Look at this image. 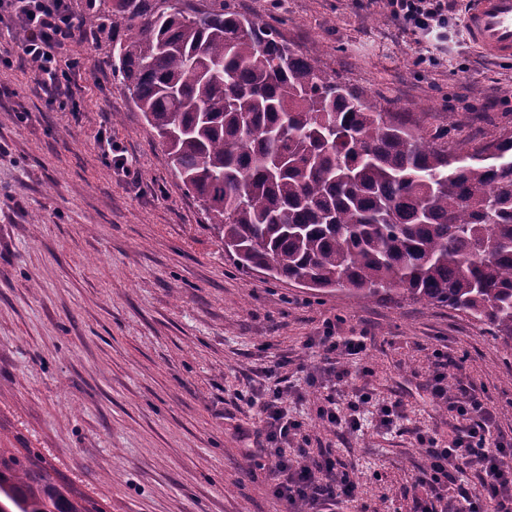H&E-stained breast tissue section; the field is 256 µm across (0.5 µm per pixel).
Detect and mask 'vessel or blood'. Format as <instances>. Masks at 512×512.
<instances>
[{"label": "vessel or blood", "instance_id": "b4317fda", "mask_svg": "<svg viewBox=\"0 0 512 512\" xmlns=\"http://www.w3.org/2000/svg\"><path fill=\"white\" fill-rule=\"evenodd\" d=\"M464 27L481 53L496 59L512 58V0H474Z\"/></svg>", "mask_w": 512, "mask_h": 512}]
</instances>
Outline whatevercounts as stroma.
<instances>
[{
	"label": "stroma",
	"instance_id": "35a3bbf8",
	"mask_svg": "<svg viewBox=\"0 0 512 512\" xmlns=\"http://www.w3.org/2000/svg\"><path fill=\"white\" fill-rule=\"evenodd\" d=\"M330 78L429 130L478 143L512 130V59L479 64L464 28L428 35L421 60L368 0H231ZM78 111L39 94L0 21V447L33 448L104 512H286L245 453L258 403L279 394L313 447L358 484L341 512H414L420 435L448 446L459 421L427 382L474 389L512 437V349L467 315L425 301H366L238 268L112 75L107 40L72 46ZM108 126L138 189L101 156ZM368 336L336 387L360 428L319 419L309 386L325 321ZM398 404L396 427H380Z\"/></svg>",
	"mask_w": 512,
	"mask_h": 512
}]
</instances>
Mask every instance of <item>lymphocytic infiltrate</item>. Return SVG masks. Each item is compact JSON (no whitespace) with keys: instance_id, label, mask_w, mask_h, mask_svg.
<instances>
[{"instance_id":"lymphocytic-infiltrate-1","label":"lymphocytic infiltrate","mask_w":512,"mask_h":512,"mask_svg":"<svg viewBox=\"0 0 512 512\" xmlns=\"http://www.w3.org/2000/svg\"><path fill=\"white\" fill-rule=\"evenodd\" d=\"M383 10L397 23L403 35L430 34L448 29L470 6V0H380ZM0 10L13 18L20 40L21 57L35 68L36 83L48 103L76 106L71 72L76 63L67 48L91 39L92 32L76 17L72 0H0ZM323 351L320 376L310 377V385L326 380L344 381L348 376L343 362L365 353L362 336H340L333 322H326L316 337ZM427 386L438 402L449 403L465 422L452 445L439 447L429 439L430 464L417 481L424 492L416 500V512H432L428 497L450 499L452 512H512V468L503 464L512 456V440L492 435L493 411L482 394L463 391L449 398L445 372H437ZM264 425L257 430L249 450L251 457L274 460L269 481L274 496L288 505H304L310 512H333L336 504L356 498L357 483L349 472H337L331 450L311 452L292 448L289 437L299 435L301 425L279 406L277 399L264 401ZM477 477L478 488L468 480Z\"/></svg>"}]
</instances>
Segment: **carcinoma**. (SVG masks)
Returning a JSON list of instances; mask_svg holds the SVG:
<instances>
[{"instance_id": "cac0c4a2", "label": "carcinoma", "mask_w": 512, "mask_h": 512, "mask_svg": "<svg viewBox=\"0 0 512 512\" xmlns=\"http://www.w3.org/2000/svg\"><path fill=\"white\" fill-rule=\"evenodd\" d=\"M112 75L243 268L442 304L512 348V130L471 148L400 122L226 0H99ZM39 451L0 448L14 512H102Z\"/></svg>"}]
</instances>
